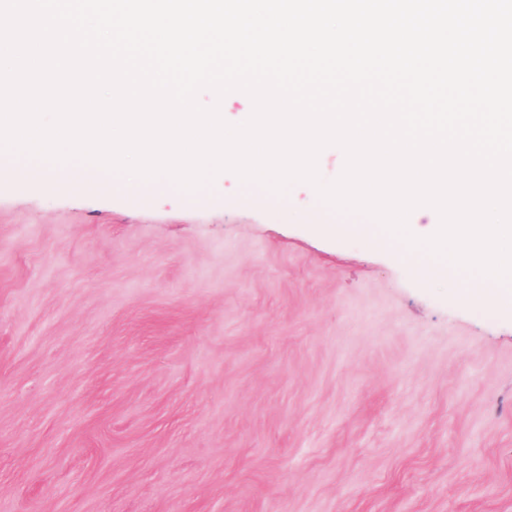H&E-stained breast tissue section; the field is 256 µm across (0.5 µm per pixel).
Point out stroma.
<instances>
[{
	"mask_svg": "<svg viewBox=\"0 0 512 512\" xmlns=\"http://www.w3.org/2000/svg\"><path fill=\"white\" fill-rule=\"evenodd\" d=\"M0 156V512H512V310L315 189Z\"/></svg>",
	"mask_w": 512,
	"mask_h": 512,
	"instance_id": "stroma-1",
	"label": "stroma"
}]
</instances>
